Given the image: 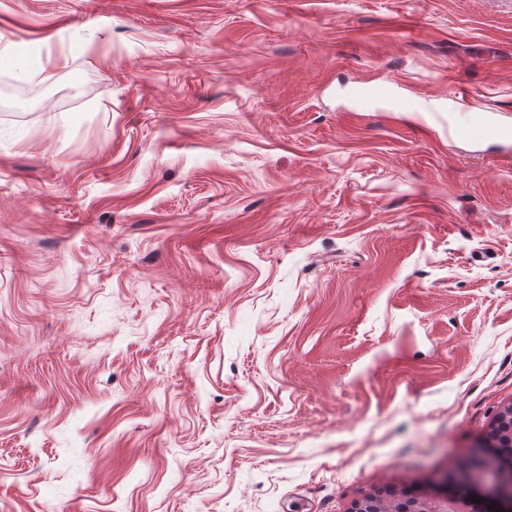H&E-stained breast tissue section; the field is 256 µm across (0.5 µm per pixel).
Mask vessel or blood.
Returning a JSON list of instances; mask_svg holds the SVG:
<instances>
[{
	"label": "vessel or blood",
	"instance_id": "b4317fda",
	"mask_svg": "<svg viewBox=\"0 0 512 512\" xmlns=\"http://www.w3.org/2000/svg\"><path fill=\"white\" fill-rule=\"evenodd\" d=\"M352 95L360 102L389 100L393 109L401 112L411 109V103L407 98L394 96L391 86L383 83L360 82L354 87ZM448 95L468 109V116L464 122L449 123V136L464 142H495L501 145L506 156H512V126L498 122L482 104L472 99L465 86H450Z\"/></svg>",
	"mask_w": 512,
	"mask_h": 512
}]
</instances>
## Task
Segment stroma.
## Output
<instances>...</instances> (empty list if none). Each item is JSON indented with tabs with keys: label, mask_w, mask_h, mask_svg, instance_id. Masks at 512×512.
I'll return each mask as SVG.
<instances>
[{
	"label": "stroma",
	"mask_w": 512,
	"mask_h": 512,
	"mask_svg": "<svg viewBox=\"0 0 512 512\" xmlns=\"http://www.w3.org/2000/svg\"><path fill=\"white\" fill-rule=\"evenodd\" d=\"M453 82L512 126V0H0V512L432 491L512 403ZM352 95L360 102L388 99L393 109L401 112H410L411 109V102L407 98L393 96L392 87L383 83L360 82L354 87Z\"/></svg>",
	"instance_id": "35a3bbf8"
}]
</instances>
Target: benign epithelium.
Returning <instances> with one entry per match:
<instances>
[{"instance_id":"benign-epithelium-1","label":"benign epithelium","mask_w":512,"mask_h":512,"mask_svg":"<svg viewBox=\"0 0 512 512\" xmlns=\"http://www.w3.org/2000/svg\"><path fill=\"white\" fill-rule=\"evenodd\" d=\"M502 415L505 421L495 432L478 441L466 455V463L451 473L445 474L434 490V496L444 500L446 508L437 511L429 509L425 503L416 502L414 512H469L471 498L480 500L484 512H490L488 505L512 512V461L502 465L495 478L486 481L481 477V469L490 456V449L512 447V405ZM358 512H397L393 501L382 496L368 500L367 506L356 507Z\"/></svg>"}]
</instances>
